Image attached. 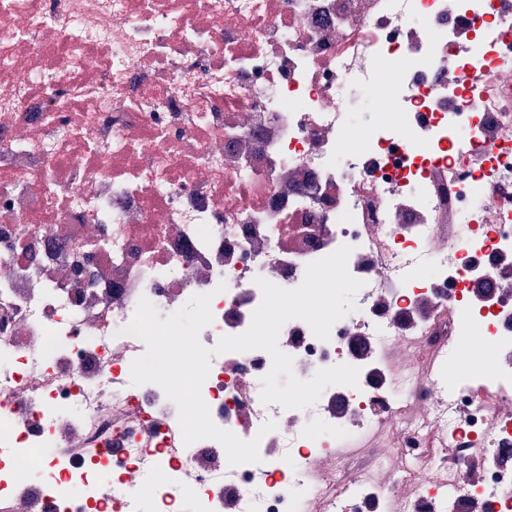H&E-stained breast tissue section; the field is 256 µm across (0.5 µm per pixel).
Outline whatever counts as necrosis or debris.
<instances>
[{
    "instance_id": "4bbe7bcc",
    "label": "necrosis or debris",
    "mask_w": 512,
    "mask_h": 512,
    "mask_svg": "<svg viewBox=\"0 0 512 512\" xmlns=\"http://www.w3.org/2000/svg\"><path fill=\"white\" fill-rule=\"evenodd\" d=\"M510 39L512 0H0V498L110 512L108 480L128 512H464L471 488L512 512ZM343 245L356 311L279 346L357 386L286 409L265 351L213 356L211 418L261 461L198 465L222 445L130 382L140 297L212 293L211 348L249 328L257 278L296 288Z\"/></svg>"
}]
</instances>
